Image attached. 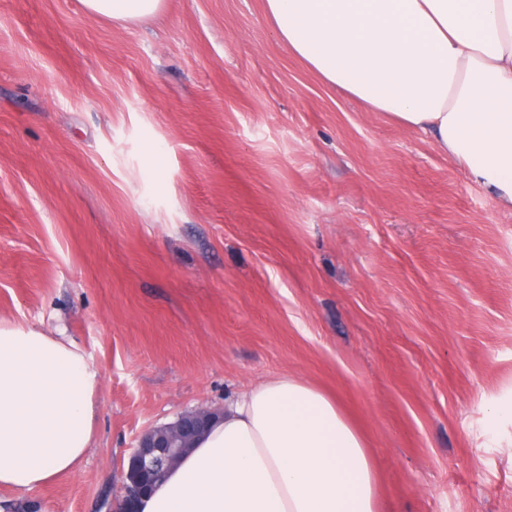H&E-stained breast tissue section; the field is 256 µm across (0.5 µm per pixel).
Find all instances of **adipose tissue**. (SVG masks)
Returning a JSON list of instances; mask_svg holds the SVG:
<instances>
[{
	"label": "adipose tissue",
	"mask_w": 512,
	"mask_h": 512,
	"mask_svg": "<svg viewBox=\"0 0 512 512\" xmlns=\"http://www.w3.org/2000/svg\"><path fill=\"white\" fill-rule=\"evenodd\" d=\"M136 23L166 0H80ZM289 51L329 86L429 134L512 210V0H264ZM100 375L64 332L0 320V490L73 474L94 443ZM366 443L334 396L260 381L143 500L141 512H379Z\"/></svg>",
	"instance_id": "1"
}]
</instances>
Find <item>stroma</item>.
<instances>
[{
    "label": "stroma",
    "mask_w": 512,
    "mask_h": 512,
    "mask_svg": "<svg viewBox=\"0 0 512 512\" xmlns=\"http://www.w3.org/2000/svg\"><path fill=\"white\" fill-rule=\"evenodd\" d=\"M0 319L100 374L42 512H99L142 430L277 374L336 396L383 512H512V211L263 0H0ZM84 10L112 22L136 23L159 15L166 0H80Z\"/></svg>",
    "instance_id": "obj_1"
}]
</instances>
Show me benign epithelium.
<instances>
[{"instance_id": "obj_1", "label": "benign epithelium", "mask_w": 512, "mask_h": 512, "mask_svg": "<svg viewBox=\"0 0 512 512\" xmlns=\"http://www.w3.org/2000/svg\"><path fill=\"white\" fill-rule=\"evenodd\" d=\"M223 413L218 407H195L181 412L172 423L143 430L129 454L119 494L105 502L106 512H140L160 464L175 465L191 450L192 440L203 437L209 423Z\"/></svg>"}]
</instances>
